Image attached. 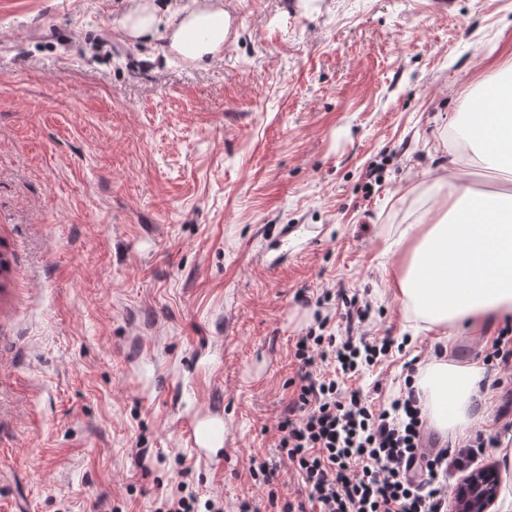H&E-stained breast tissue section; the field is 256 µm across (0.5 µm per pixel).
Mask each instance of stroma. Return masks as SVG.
Wrapping results in <instances>:
<instances>
[{"mask_svg": "<svg viewBox=\"0 0 512 512\" xmlns=\"http://www.w3.org/2000/svg\"><path fill=\"white\" fill-rule=\"evenodd\" d=\"M209 2L236 24L199 63L120 22L200 0H0V512H154L184 483L238 512L267 497L256 460L301 499L276 424L296 338L339 328L341 295L405 344L355 382L378 403L405 362L479 366L503 330H417L385 244L450 156L500 190L452 122L512 77V0ZM500 378L477 429L503 440ZM212 412L223 443L192 448L182 421Z\"/></svg>", "mask_w": 512, "mask_h": 512, "instance_id": "stroma-1", "label": "stroma"}]
</instances>
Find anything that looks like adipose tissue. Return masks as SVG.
<instances>
[{
  "label": "adipose tissue",
  "mask_w": 512,
  "mask_h": 512,
  "mask_svg": "<svg viewBox=\"0 0 512 512\" xmlns=\"http://www.w3.org/2000/svg\"><path fill=\"white\" fill-rule=\"evenodd\" d=\"M227 22L220 9L191 13L175 26L172 45L181 48L186 29L205 26L209 36L193 54L205 60L223 45ZM483 97L490 112L468 110L462 137L479 145L492 167L512 174V87L487 83ZM466 176L457 161L443 169L435 183L448 217L391 243L401 254L391 278L394 295L405 315L430 330L512 322V186L475 193L466 187ZM482 379L480 366L432 359L416 381L430 423L460 434L474 427Z\"/></svg>",
  "instance_id": "ef3b65f1"
}]
</instances>
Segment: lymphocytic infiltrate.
Returning a JSON list of instances; mask_svg holds the SVG:
<instances>
[{
	"instance_id": "1",
	"label": "lymphocytic infiltrate",
	"mask_w": 512,
	"mask_h": 512,
	"mask_svg": "<svg viewBox=\"0 0 512 512\" xmlns=\"http://www.w3.org/2000/svg\"><path fill=\"white\" fill-rule=\"evenodd\" d=\"M370 305L345 303L344 335L297 337L298 364L277 425L278 448L301 478L306 496H267L268 512H448V472L468 471L495 442L475 434L461 448L430 438L408 364L404 387L379 405L348 380L388 356L391 336L356 333Z\"/></svg>"
}]
</instances>
